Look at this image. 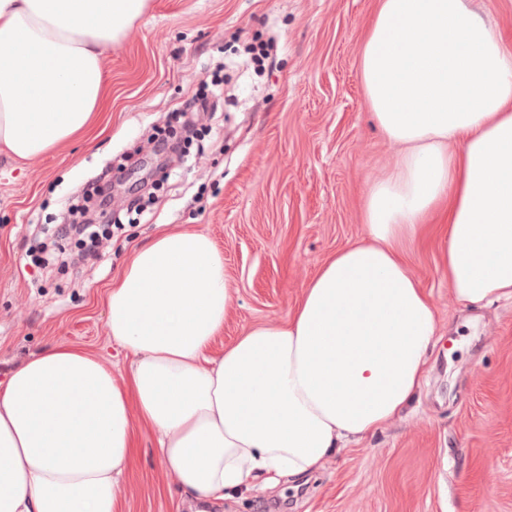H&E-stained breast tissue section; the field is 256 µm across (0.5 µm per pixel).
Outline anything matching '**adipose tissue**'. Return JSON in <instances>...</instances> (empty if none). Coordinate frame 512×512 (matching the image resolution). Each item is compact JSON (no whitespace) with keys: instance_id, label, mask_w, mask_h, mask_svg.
Returning <instances> with one entry per match:
<instances>
[{"instance_id":"ef3b65f1","label":"adipose tissue","mask_w":512,"mask_h":512,"mask_svg":"<svg viewBox=\"0 0 512 512\" xmlns=\"http://www.w3.org/2000/svg\"><path fill=\"white\" fill-rule=\"evenodd\" d=\"M147 0H0V149L35 160L104 107L103 54ZM375 125L401 145L364 197L365 235L331 254L281 322L219 358L231 289L198 231L158 234L105 295L125 385L57 344L0 384V512H116L134 426L193 512L317 470L376 434L425 377L436 311L403 244L442 211V273L478 306L512 299V51L469 0H376L359 58Z\"/></svg>"}]
</instances>
